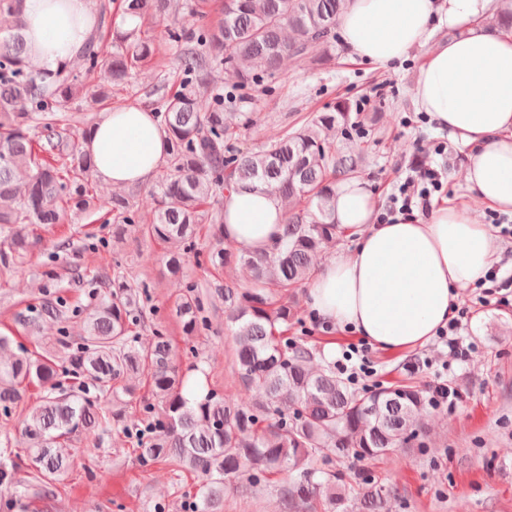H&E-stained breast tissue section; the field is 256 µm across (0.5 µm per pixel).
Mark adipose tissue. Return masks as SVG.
<instances>
[{
    "mask_svg": "<svg viewBox=\"0 0 512 512\" xmlns=\"http://www.w3.org/2000/svg\"><path fill=\"white\" fill-rule=\"evenodd\" d=\"M497 8V0H352L339 30L346 55L373 64L428 46L413 99L469 145L464 179L475 199L512 215V33L491 34L481 24ZM96 19L92 0H25L21 21L34 63L55 69L94 33ZM437 21L454 35L434 45ZM84 147L97 175L115 187L146 182L169 150L156 115L134 105L102 113ZM375 205L365 183L337 184L334 218L357 244L315 274L310 305L380 348L410 349L445 326L458 289L496 264V245L468 207L436 204L427 220L379 224ZM287 221L261 185L224 193L220 233L249 250L271 249Z\"/></svg>",
    "mask_w": 512,
    "mask_h": 512,
    "instance_id": "1",
    "label": "adipose tissue"
}]
</instances>
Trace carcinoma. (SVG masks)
Returning <instances> with one entry per match:
<instances>
[{"label":"carcinoma","mask_w":512,"mask_h":512,"mask_svg":"<svg viewBox=\"0 0 512 512\" xmlns=\"http://www.w3.org/2000/svg\"><path fill=\"white\" fill-rule=\"evenodd\" d=\"M132 29L113 28L110 54L94 35L77 58L54 72L31 67L22 33L24 0H0V14L14 19V30L0 38V264L18 270L32 246V224H60L69 211L97 209L95 163L82 145L63 137L74 120L70 105L89 99L103 105L107 87L128 82L132 72L159 50L155 27L187 15L217 19L194 33L167 29L176 52V82L156 87L167 133L166 175L155 191L154 215L140 227L145 238L172 245L165 264L182 271L195 252L201 225L224 223L217 192L235 186L264 185L291 204L286 229L270 252L237 248L231 241L208 251L213 268L236 263L250 277L246 284L224 283L205 291L191 283L173 303L186 334L208 326L205 302L224 301L234 342L239 382L256 397L241 404L224 400L210 381L193 398L188 376L163 331L138 345L133 328L144 323L149 285L123 267L99 277L98 302L85 319L83 336H62V355L21 349L0 359V411L11 414L27 385L44 389L39 404L25 415L17 446L5 434L0 448V486L17 501L29 489L17 478L26 457L36 471L34 496L50 500L56 483L71 468L70 445L89 429L118 430L144 466L168 463L200 480L186 512H224V487L244 481L257 487L273 474L284 475L283 512H347L354 496L368 512H378L392 486L365 480L352 484L342 472L317 462L354 457L375 461L405 448L419 434L418 417L428 406L411 385H375L359 391L334 369L315 370L313 349L288 336L298 323L293 290L312 277L313 256L336 240L340 227L332 212L336 183L355 179L360 154L338 150L331 134L340 128L364 134L358 103L340 98L301 127L276 141L237 149L241 113L232 112L234 93L224 92L219 76L236 79V90L262 88L285 57L301 61L312 48L321 61H333L336 24L351 0H113ZM489 26L512 32V0H503ZM136 212L123 197L112 198L104 223H135ZM79 313L63 296L46 295L35 315L21 311L16 322L31 328L45 318L64 322ZM131 374L145 379L150 398L140 415L125 416L124 397ZM112 404L108 409L105 404Z\"/></svg>","instance_id":"carcinoma-1"}]
</instances>
